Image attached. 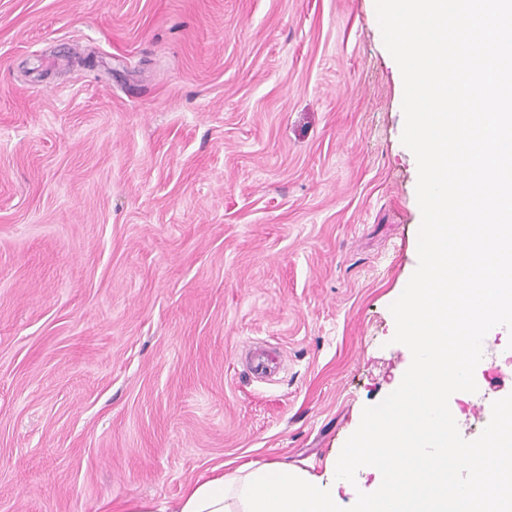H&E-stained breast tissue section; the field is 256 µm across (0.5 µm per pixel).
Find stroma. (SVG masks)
Masks as SVG:
<instances>
[{"label":"stroma","mask_w":512,"mask_h":512,"mask_svg":"<svg viewBox=\"0 0 512 512\" xmlns=\"http://www.w3.org/2000/svg\"><path fill=\"white\" fill-rule=\"evenodd\" d=\"M375 0H0V512L325 471L410 350L417 162ZM280 352L269 381L245 347ZM477 438L512 373L479 363Z\"/></svg>","instance_id":"1"}]
</instances>
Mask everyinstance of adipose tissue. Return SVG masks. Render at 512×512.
Returning <instances> with one entry per match:
<instances>
[{
    "instance_id": "1",
    "label": "adipose tissue",
    "mask_w": 512,
    "mask_h": 512,
    "mask_svg": "<svg viewBox=\"0 0 512 512\" xmlns=\"http://www.w3.org/2000/svg\"><path fill=\"white\" fill-rule=\"evenodd\" d=\"M125 512H336V496L307 469L256 461L212 467L173 505L134 500Z\"/></svg>"
}]
</instances>
